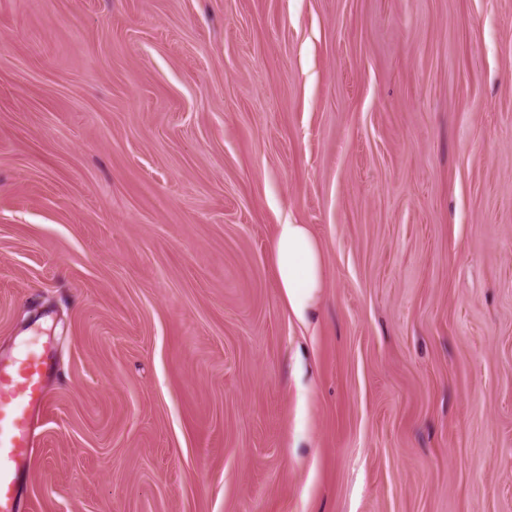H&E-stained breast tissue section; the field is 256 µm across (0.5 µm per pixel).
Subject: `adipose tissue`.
Listing matches in <instances>:
<instances>
[{"label":"adipose tissue","instance_id":"obj_1","mask_svg":"<svg viewBox=\"0 0 512 512\" xmlns=\"http://www.w3.org/2000/svg\"><path fill=\"white\" fill-rule=\"evenodd\" d=\"M270 259L283 302L298 320H307L324 286L322 250L309 227L278 225Z\"/></svg>","mask_w":512,"mask_h":512}]
</instances>
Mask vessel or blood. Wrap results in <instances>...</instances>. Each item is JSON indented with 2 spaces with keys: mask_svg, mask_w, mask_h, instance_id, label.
<instances>
[{
  "mask_svg": "<svg viewBox=\"0 0 512 512\" xmlns=\"http://www.w3.org/2000/svg\"><path fill=\"white\" fill-rule=\"evenodd\" d=\"M50 366L46 350L34 349L10 366H0V512H21L18 479L27 468L35 417L45 403Z\"/></svg>",
  "mask_w": 512,
  "mask_h": 512,
  "instance_id": "obj_1",
  "label": "vessel or blood"
}]
</instances>
